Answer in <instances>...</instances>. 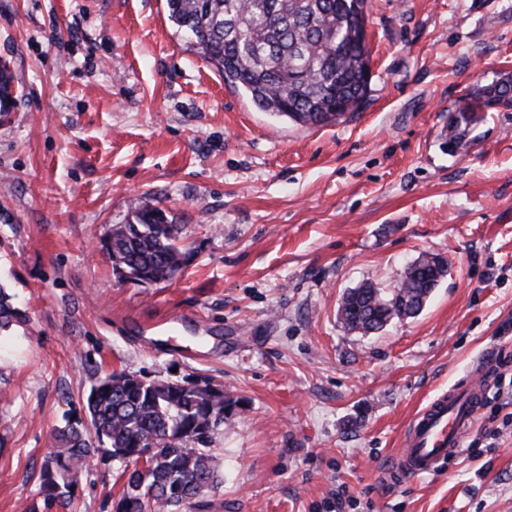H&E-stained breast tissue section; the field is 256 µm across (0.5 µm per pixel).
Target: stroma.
Segmentation results:
<instances>
[{"label": "stroma", "mask_w": 512, "mask_h": 512, "mask_svg": "<svg viewBox=\"0 0 512 512\" xmlns=\"http://www.w3.org/2000/svg\"><path fill=\"white\" fill-rule=\"evenodd\" d=\"M370 91L303 127L259 111L168 20L165 0H0V512L41 505L64 416L112 371L194 377L237 405L224 484L193 512H512V111L467 148L443 131L473 85L512 71V0H367ZM184 227L187 264L148 288L103 250L143 201ZM425 253L448 275L416 317L364 336L342 295L396 288ZM182 314L171 335L151 324ZM489 367L460 454L396 466L411 418ZM95 462L70 512H114ZM26 315L11 302V295L0 287V333L25 321Z\"/></svg>", "instance_id": "35a3bbf8"}]
</instances>
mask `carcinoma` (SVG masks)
<instances>
[{
	"label": "carcinoma",
	"mask_w": 512,
	"mask_h": 512,
	"mask_svg": "<svg viewBox=\"0 0 512 512\" xmlns=\"http://www.w3.org/2000/svg\"><path fill=\"white\" fill-rule=\"evenodd\" d=\"M366 0H166L169 20L189 47L250 98L256 108L299 125L324 126L356 112L368 95L371 48ZM13 76L0 64V112L13 99ZM512 109V73L463 95L448 115V147L466 144L471 126L490 110ZM184 225L156 205L137 207L105 239L113 269L136 280L167 282L185 266ZM448 272L447 260L425 254L404 270L390 295L370 283L345 293L338 307L350 331L371 334L393 319L417 316ZM25 314L0 287V332ZM224 388L189 379L146 378L112 371L91 387L84 416L69 418L56 451L40 467V494L48 509L66 512L90 460L136 464L140 449L155 453L126 469L115 512L191 509L194 500L220 488L211 443L233 415Z\"/></svg>",
	"instance_id": "obj_1"
}]
</instances>
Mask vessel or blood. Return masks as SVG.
I'll list each match as a JSON object with an SVG mask.
<instances>
[{"instance_id":"b4317fda","label":"vessel or blood","mask_w":512,"mask_h":512,"mask_svg":"<svg viewBox=\"0 0 512 512\" xmlns=\"http://www.w3.org/2000/svg\"><path fill=\"white\" fill-rule=\"evenodd\" d=\"M483 382H468L434 398L411 420L398 456V468L412 475L436 471L461 449L464 434L478 417Z\"/></svg>"}]
</instances>
